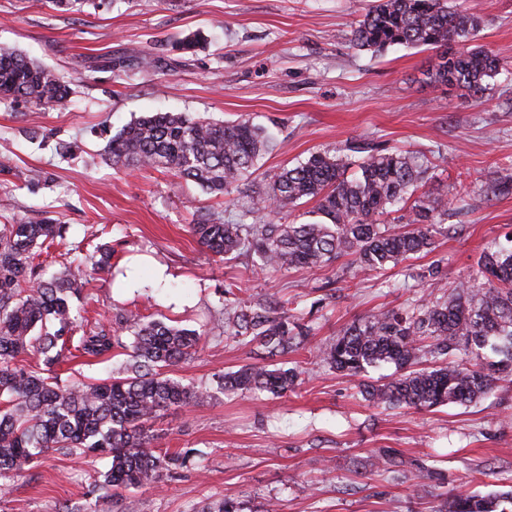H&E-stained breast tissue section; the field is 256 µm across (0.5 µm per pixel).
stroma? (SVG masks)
Instances as JSON below:
<instances>
[{
    "label": "stroma",
    "instance_id": "obj_1",
    "mask_svg": "<svg viewBox=\"0 0 512 512\" xmlns=\"http://www.w3.org/2000/svg\"><path fill=\"white\" fill-rule=\"evenodd\" d=\"M478 17L476 45L512 63V0H455ZM370 0H112L79 12L48 0H0V47L16 49L73 81L62 105L31 114L24 103L0 101V225L48 217L65 225L40 257L50 277L63 253L78 244L112 247L113 274L94 276L82 313L104 319L135 309L151 319L206 330L202 349L172 367L196 384L255 362L253 346L224 335L222 295L237 283L246 296L292 301L308 336L303 348L275 364L304 370L298 393L281 398L216 394L150 421L163 450H194L189 467L157 487L132 492L136 512H205L224 496L242 512H436L443 492L512 490V380L498 382L468 406L432 410L374 406L357 382L320 363L318 348L353 322L427 298L412 276L436 265L449 283L467 278L491 241L512 234V194L478 193L512 167V76L499 75L482 98L425 80L434 54L396 46L381 54L352 47L349 29ZM206 49L178 50L193 31ZM155 56L150 70L127 66L133 52ZM111 68H104V60ZM156 112H183L215 122L249 116L268 128L276 147L251 181L271 184L282 168L315 151L370 142L416 151L430 162L421 192L449 199L448 220L435 249L386 271L364 272L343 257L335 266L257 275L235 260L215 261L189 231L191 224L245 200L248 182L221 196L154 168L85 167L102 151V127L118 131ZM76 142L72 155L57 142ZM44 173L28 188L30 170ZM478 198L477 207L466 206ZM166 267L165 284L154 265ZM135 272L140 286H120ZM394 448L424 470L378 465ZM437 466L442 479L426 473ZM106 459L48 454L14 478L0 512H120L98 488Z\"/></svg>",
    "mask_w": 512,
    "mask_h": 512
}]
</instances>
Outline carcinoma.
<instances>
[{"mask_svg":"<svg viewBox=\"0 0 512 512\" xmlns=\"http://www.w3.org/2000/svg\"><path fill=\"white\" fill-rule=\"evenodd\" d=\"M478 29L476 16L448 6V0H375L353 26L350 42L371 52L396 45L431 50L436 57L429 82L477 97L505 69L497 55L469 46ZM70 84L18 51L0 47L1 98L24 101L40 112L66 101ZM273 147V139L246 117L224 123L158 112L109 136L99 157L116 167L168 169L222 195ZM351 165L359 169L353 179L345 177ZM428 171V161L418 153L366 142L351 143L339 155L317 151L280 172L256 202L235 209L234 218L211 216L190 230L212 256L256 257L262 269L314 270L351 255L362 271L384 270L432 251L435 231L448 219L445 197L408 204ZM510 192L512 171L505 170L483 197ZM304 199L317 202L313 220L280 224L270 219L268 210L284 213ZM402 210L399 230L382 224L383 216ZM65 232V225L47 218L0 226V489L50 452L107 457L104 489L159 484L187 467L190 452L159 451L146 429L148 420L217 393L283 396L302 383L294 367L255 362L217 375L213 385L184 384L169 369L196 355L205 333L133 310L121 309L77 335L82 316L75 302L87 277L111 268L112 248L100 245L76 263H63L51 278L38 277L36 249ZM419 281L429 290L427 304L383 310L353 323L318 350L320 362L360 381L373 369L394 366L392 379L363 384L373 404L390 409L467 405L486 397L496 381L512 376V247L488 245L475 275L451 290L437 266ZM239 292L234 283L224 287L230 338L271 355L304 344L306 330L290 314V301L250 304ZM489 344L502 358L478 361ZM75 351L126 359L104 379L64 380L57 367ZM458 351L477 362L449 360ZM30 354L39 361L21 363L19 357ZM435 512H512V490L450 495Z\"/></svg>","mask_w":512,"mask_h":512,"instance_id":"carcinoma-1","label":"carcinoma"}]
</instances>
